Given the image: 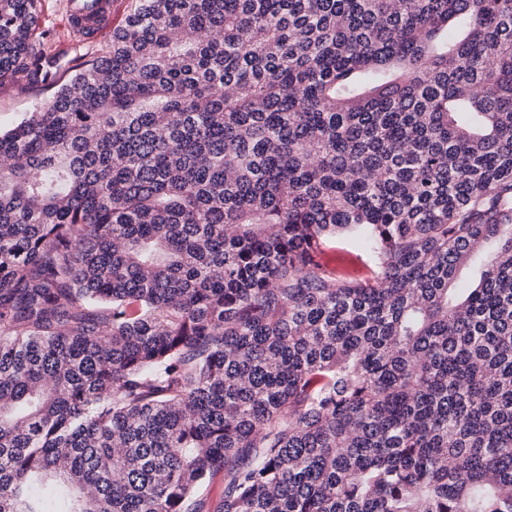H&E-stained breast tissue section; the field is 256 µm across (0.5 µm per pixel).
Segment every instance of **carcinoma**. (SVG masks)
Segmentation results:
<instances>
[{
    "mask_svg": "<svg viewBox=\"0 0 512 512\" xmlns=\"http://www.w3.org/2000/svg\"><path fill=\"white\" fill-rule=\"evenodd\" d=\"M38 3L0 512H512V0H138L70 59Z\"/></svg>",
    "mask_w": 512,
    "mask_h": 512,
    "instance_id": "carcinoma-1",
    "label": "carcinoma"
}]
</instances>
